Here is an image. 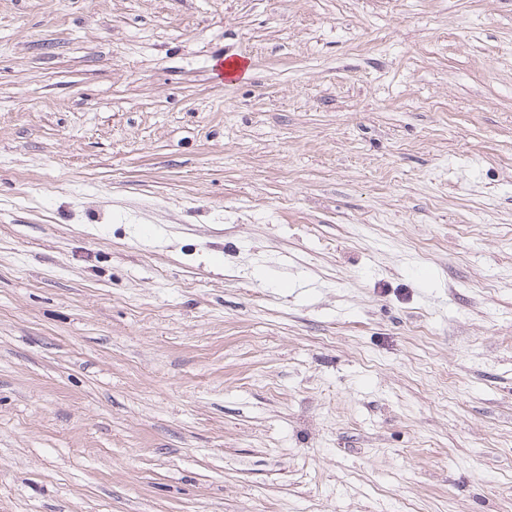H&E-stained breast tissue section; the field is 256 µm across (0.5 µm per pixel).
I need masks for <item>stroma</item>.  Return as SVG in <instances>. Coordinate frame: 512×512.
<instances>
[{
	"label": "stroma",
	"mask_w": 512,
	"mask_h": 512,
	"mask_svg": "<svg viewBox=\"0 0 512 512\" xmlns=\"http://www.w3.org/2000/svg\"><path fill=\"white\" fill-rule=\"evenodd\" d=\"M0 512H512V0H0Z\"/></svg>",
	"instance_id": "1"
}]
</instances>
